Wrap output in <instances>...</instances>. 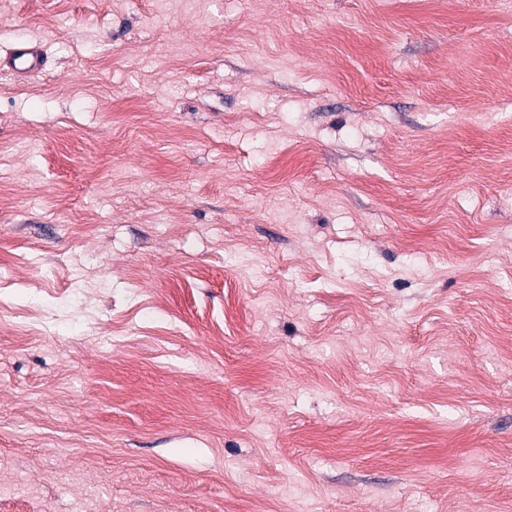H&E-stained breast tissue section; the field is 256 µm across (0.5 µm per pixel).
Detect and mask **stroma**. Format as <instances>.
Wrapping results in <instances>:
<instances>
[{
	"instance_id": "stroma-1",
	"label": "stroma",
	"mask_w": 512,
	"mask_h": 512,
	"mask_svg": "<svg viewBox=\"0 0 512 512\" xmlns=\"http://www.w3.org/2000/svg\"><path fill=\"white\" fill-rule=\"evenodd\" d=\"M20 39L0 512H512V0H0ZM43 48L39 43H17L10 54L0 57V69L6 67L14 75L22 78L35 77L44 70Z\"/></svg>"
}]
</instances>
